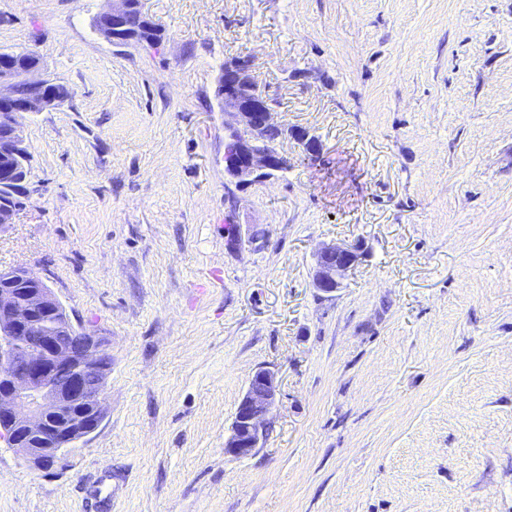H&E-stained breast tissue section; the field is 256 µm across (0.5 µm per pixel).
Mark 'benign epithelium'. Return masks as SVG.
Returning <instances> with one entry per match:
<instances>
[{
  "instance_id": "1",
  "label": "benign epithelium",
  "mask_w": 512,
  "mask_h": 512,
  "mask_svg": "<svg viewBox=\"0 0 512 512\" xmlns=\"http://www.w3.org/2000/svg\"><path fill=\"white\" fill-rule=\"evenodd\" d=\"M132 0H112V7L99 13L100 34L115 44L123 40L125 18ZM252 62L241 57L224 68V174L225 188L244 189L269 176L279 166L277 140L302 139L306 153L315 157L320 146L301 127H285L272 120L268 98L252 84ZM23 78L31 93L13 105L7 139L0 151L27 154L20 115L57 109L65 99L51 100L42 94L52 79L35 68ZM18 80L12 70L0 71V100L14 99ZM362 246L324 245L316 255L312 286L331 294L342 286L346 273L362 258ZM45 316L57 318L58 335L37 331ZM75 336L76 345H65L63 336ZM110 357L103 339L95 333L74 329L62 304L43 279L25 267L0 270V437L8 439L29 465L43 468L60 453L94 433L104 418L103 389L92 390L84 376L94 372L106 378ZM278 394L275 372L259 368L251 376L240 400L224 451L243 458L263 447L271 428V407Z\"/></svg>"
}]
</instances>
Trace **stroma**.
Here are the masks:
<instances>
[{
  "instance_id": "obj_1",
  "label": "stroma",
  "mask_w": 512,
  "mask_h": 512,
  "mask_svg": "<svg viewBox=\"0 0 512 512\" xmlns=\"http://www.w3.org/2000/svg\"><path fill=\"white\" fill-rule=\"evenodd\" d=\"M0 0V52L72 100L24 114L0 268L104 336L105 418L45 469L0 439V512H512V0ZM252 60L286 171L228 194L225 60ZM366 258L332 297L326 244ZM272 430L224 451L258 368ZM132 6V0H113L112 7L99 13V32L107 41L115 44L122 42L124 21Z\"/></svg>"
}]
</instances>
